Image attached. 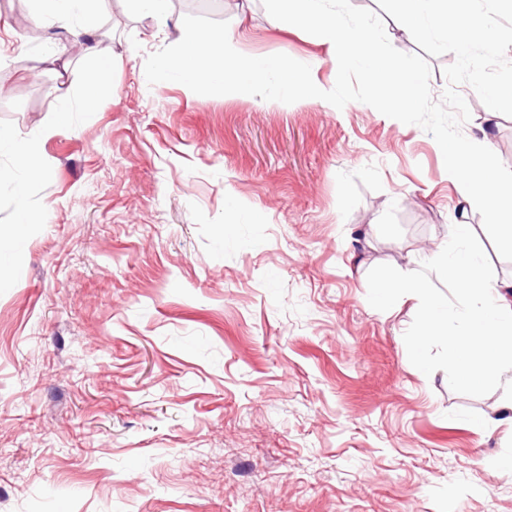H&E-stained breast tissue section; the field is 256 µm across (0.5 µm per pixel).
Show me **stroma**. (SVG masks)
<instances>
[{
  "label": "stroma",
  "instance_id": "1",
  "mask_svg": "<svg viewBox=\"0 0 512 512\" xmlns=\"http://www.w3.org/2000/svg\"><path fill=\"white\" fill-rule=\"evenodd\" d=\"M100 8L112 68L90 118L83 45L44 68L31 0H0V129L46 164L18 200L0 147V512H512L498 383L449 380L442 338L414 347L422 304L400 290L418 277L459 307L435 255L461 218L512 278L435 140L356 101L148 84L194 14L332 88V48L262 0H170L162 28ZM458 91L464 135L512 168V95L490 120Z\"/></svg>",
  "mask_w": 512,
  "mask_h": 512
}]
</instances>
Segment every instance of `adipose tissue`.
<instances>
[{
  "label": "adipose tissue",
  "instance_id": "1",
  "mask_svg": "<svg viewBox=\"0 0 512 512\" xmlns=\"http://www.w3.org/2000/svg\"><path fill=\"white\" fill-rule=\"evenodd\" d=\"M36 15L51 21L46 40L49 50L44 61L58 59L68 42L82 40L95 71H107L110 58L102 48L99 0H35ZM450 280L462 286L460 316L467 326L464 334L447 336L448 315L428 296L425 284L409 279L403 284L406 295L422 299L425 317L422 333L414 345L447 336L450 376L461 383H476L504 376V396L499 409L512 412V280L494 283L487 279L481 265L469 258L448 260Z\"/></svg>",
  "mask_w": 512,
  "mask_h": 512
}]
</instances>
